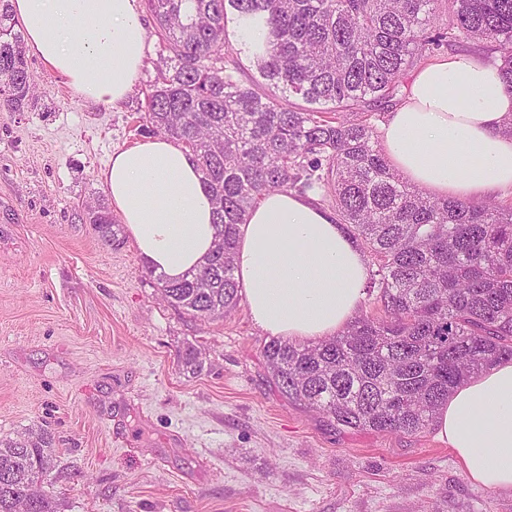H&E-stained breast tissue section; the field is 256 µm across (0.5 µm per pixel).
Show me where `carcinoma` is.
<instances>
[{
    "label": "carcinoma",
    "mask_w": 512,
    "mask_h": 512,
    "mask_svg": "<svg viewBox=\"0 0 512 512\" xmlns=\"http://www.w3.org/2000/svg\"><path fill=\"white\" fill-rule=\"evenodd\" d=\"M167 56L146 94L153 134L189 149L214 205L215 248L195 273L157 277L201 318L240 299L238 226L271 190H318L370 260L371 313L313 343L272 340L280 392L334 428L416 435L468 378L512 360V197L435 198L387 161L372 118L405 97L436 50L480 44L512 93V0H145ZM274 99L235 77L226 26ZM37 94L10 0H0V108ZM300 98L301 108L291 102ZM119 241L107 208L88 211ZM51 434L0 439V512H58L44 490Z\"/></svg>",
    "instance_id": "obj_1"
}]
</instances>
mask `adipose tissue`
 <instances>
[{
	"label": "adipose tissue",
	"mask_w": 512,
	"mask_h": 512,
	"mask_svg": "<svg viewBox=\"0 0 512 512\" xmlns=\"http://www.w3.org/2000/svg\"><path fill=\"white\" fill-rule=\"evenodd\" d=\"M27 46L86 100L124 101L142 70L138 0H11ZM512 93L466 54L414 75L380 127L384 153L410 183L477 200L512 187V138L500 131ZM100 177L145 263L180 278L214 247V206L195 157L164 137L113 153ZM237 276L256 326L284 340L335 335L361 306L368 267L332 211L290 190L268 192L240 227ZM468 477L512 489V361L472 378L436 419Z\"/></svg>",
	"instance_id": "1"
}]
</instances>
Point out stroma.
<instances>
[{"mask_svg": "<svg viewBox=\"0 0 512 512\" xmlns=\"http://www.w3.org/2000/svg\"><path fill=\"white\" fill-rule=\"evenodd\" d=\"M146 57L118 106L79 97L27 55L38 102L0 110V437L46 428L60 512H512L435 431H344L288 402L246 302L201 319L162 300L128 232L103 244L88 207L113 152L146 141ZM195 348L202 364L179 368Z\"/></svg>", "mask_w": 512, "mask_h": 512, "instance_id": "1", "label": "stroma"}]
</instances>
